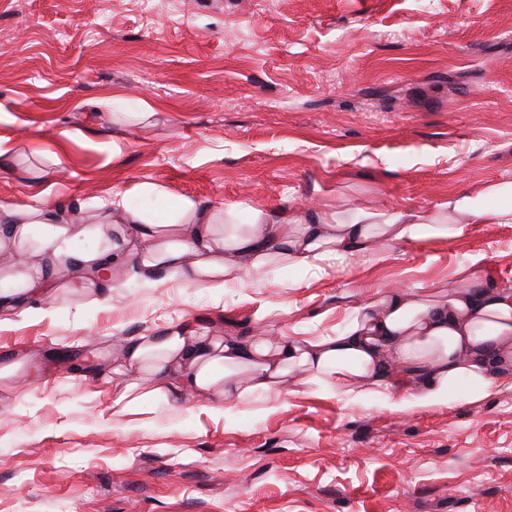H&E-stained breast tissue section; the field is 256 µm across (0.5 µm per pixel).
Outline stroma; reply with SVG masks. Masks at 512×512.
Instances as JSON below:
<instances>
[{"instance_id":"35a3bbf8","label":"stroma","mask_w":512,"mask_h":512,"mask_svg":"<svg viewBox=\"0 0 512 512\" xmlns=\"http://www.w3.org/2000/svg\"><path fill=\"white\" fill-rule=\"evenodd\" d=\"M0 135V201L48 189L87 224L116 189L158 220L182 197L219 217L431 209L512 177V0H0ZM465 278L512 285V224L219 296L131 270L101 304L59 291L0 325V359H41L0 388V512H512V380L405 413L309 393L118 413L62 362L170 325L326 336L383 288Z\"/></svg>"}]
</instances>
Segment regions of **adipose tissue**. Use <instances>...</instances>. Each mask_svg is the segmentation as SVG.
<instances>
[{
	"mask_svg": "<svg viewBox=\"0 0 512 512\" xmlns=\"http://www.w3.org/2000/svg\"><path fill=\"white\" fill-rule=\"evenodd\" d=\"M98 217L111 225V240L77 252L72 241L81 229L65 223L50 192L31 205L0 201V269L15 273L13 286L0 289V325L24 305L50 302L65 268L72 272L67 289H93L102 299L115 288L116 271L131 266L150 287L191 280L218 293L279 266L317 274L331 260L387 258L391 244L454 240L472 224H512V179L449 197L429 211L300 215L255 207L249 223L238 224L229 208L220 233L213 212L189 198L158 224L116 191ZM81 362L110 365L122 377L112 388L113 405L122 411L167 396L232 410L283 394L293 376L310 393L355 402L377 397L393 413L426 409L488 397L512 371V289L467 280L415 292L388 288L353 307L330 336H218L171 327L127 339L113 352L87 346Z\"/></svg>",
	"mask_w": 512,
	"mask_h": 512,
	"instance_id": "1",
	"label": "adipose tissue"
}]
</instances>
